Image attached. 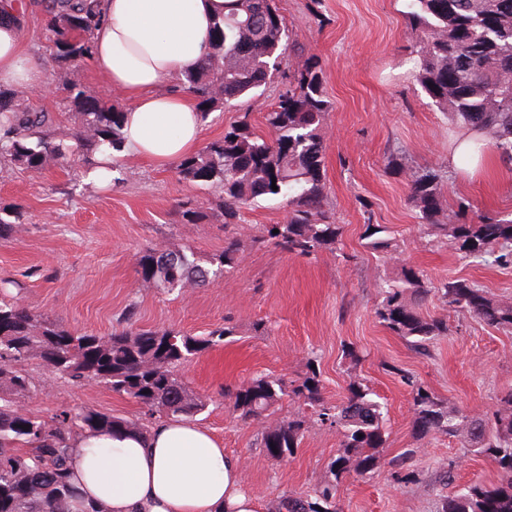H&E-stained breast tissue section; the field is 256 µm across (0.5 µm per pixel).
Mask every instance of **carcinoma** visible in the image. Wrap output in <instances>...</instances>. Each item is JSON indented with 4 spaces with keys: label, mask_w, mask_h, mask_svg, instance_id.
<instances>
[{
    "label": "carcinoma",
    "mask_w": 512,
    "mask_h": 512,
    "mask_svg": "<svg viewBox=\"0 0 512 512\" xmlns=\"http://www.w3.org/2000/svg\"><path fill=\"white\" fill-rule=\"evenodd\" d=\"M405 16L417 38L415 81L439 111L474 134L477 149L496 152L512 162V0H406ZM102 21L100 0H44L43 22L62 65L91 58V36ZM290 35L276 0H231L224 17L214 23L210 53L194 70L182 73L183 88L194 98L202 119L226 106L241 107L276 78L284 91L265 121L270 135L254 132L249 112L238 113L224 132L180 159L181 178L191 185L217 184L224 190V228L240 222L243 209L265 200L285 201L280 224L263 225L260 238L295 256L310 257L334 249L343 227L327 209L326 142L323 127L332 110L323 86L319 59L304 58L297 69L280 71L279 60ZM70 98L83 118L77 147L86 162L101 147L121 151L124 108L107 105L88 88L71 86ZM45 112L22 107L19 91L0 89V158L31 173L67 161L74 152L48 134ZM385 167L406 172L403 157H387ZM408 173V172H406ZM278 190H273L272 186ZM409 198L423 234L433 244H451L465 258L512 266V215L469 218L464 200L444 211L441 172L425 167L408 173ZM205 214L191 202L181 210V223L198 224ZM367 248L377 254L395 250L387 226L365 224ZM238 262L237 243L227 237L224 251L211 260L209 272L183 252L148 250L138 272L163 292L199 287L209 274L229 273ZM435 296L449 310L483 324L512 332V303L491 296L474 281L450 278L437 285L413 267L383 285L378 316L391 333L419 352L429 351L448 322L426 316L422 307ZM126 326L108 336L78 333L62 322L0 298V512H74L80 493L70 482L69 459L74 436L85 431L146 432L137 421L97 411H63L48 423L18 410V400L35 384L24 369L31 360L72 382L94 380L134 400L149 415L191 420L205 411L176 372L192 357L224 345L234 330L224 327L206 336H188L169 329ZM414 430L422 436L463 438V447L489 458L498 479L463 485L443 499L441 512H512V391L485 419L471 417L427 390L406 374ZM295 397L316 420L342 429L338 456L327 479L306 496L288 494L273 512H337L336 494L354 471L375 472L378 449L384 447L387 408L368 385L349 384L345 398L326 402L320 374L310 369L301 379L258 375L231 391L233 410L246 421L268 416L272 405ZM310 419L294 414L269 423L262 447L275 458L292 455Z\"/></svg>",
    "instance_id": "cac0c4a2"
}]
</instances>
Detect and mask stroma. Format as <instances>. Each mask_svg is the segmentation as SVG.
<instances>
[{"label": "stroma", "instance_id": "1", "mask_svg": "<svg viewBox=\"0 0 512 512\" xmlns=\"http://www.w3.org/2000/svg\"><path fill=\"white\" fill-rule=\"evenodd\" d=\"M23 49L42 65L48 91H26L30 111L52 118L51 134L75 144L81 120L67 85L91 89L103 102H123L91 62L61 72L56 49L44 33L41 0H24ZM295 44L281 60L297 68L302 55L317 56L324 91L333 109L326 138L327 206L343 226L340 249L296 257L271 243H257L262 225L283 222L279 200L244 210L236 230L239 261L228 276L205 288L162 293L142 280L138 259L149 249L183 251L207 265L224 249V194L217 186H192L175 164L157 167L123 157L110 187L87 183L86 163L71 157L39 176L0 161V209L18 216L12 238L0 241V296L63 322L70 330L107 335L133 314L144 329H170L204 336L229 324L235 334L224 346L178 368L188 388L206 401L195 418L242 464L243 489L272 506L280 497L310 491L328 474L341 435L336 427L312 424L288 458L267 455L260 445L262 420H240L224 398V388L260 374L302 377L309 360L321 371L328 403L340 402L348 384L363 380L386 403L387 442L380 466L367 476L348 475L337 494L338 512H440L449 489L442 479L454 468L457 483L497 479L495 464L463 448L457 438L420 437L402 374L412 375L449 406L483 417L512 390V333L456 314L438 300L423 312L447 320L448 333L421 354L378 320L379 285L412 266L437 283L458 277L477 282L495 297L512 301V268L478 263L452 247L427 242L408 200L403 175L386 169L389 155H403L413 168L443 169L447 189L442 205L468 199L474 216L512 212V166L486 152L476 173L449 169L457 129L434 107L413 79V39L404 15L405 0H277ZM318 7L325 22L310 21ZM195 199L202 223H182L179 206ZM389 227L396 250L370 252L365 222ZM266 325L256 334L254 323ZM353 347L347 356L345 347ZM35 387L22 411L53 421L62 410H95L158 423L128 397L93 381L60 379L38 361L26 366ZM413 450L409 471L392 458Z\"/></svg>", "mask_w": 512, "mask_h": 512}]
</instances>
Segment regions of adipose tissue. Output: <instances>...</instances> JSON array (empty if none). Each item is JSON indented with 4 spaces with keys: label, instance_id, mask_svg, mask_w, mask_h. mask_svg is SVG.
I'll return each instance as SVG.
<instances>
[{
    "label": "adipose tissue",
    "instance_id": "adipose-tissue-1",
    "mask_svg": "<svg viewBox=\"0 0 512 512\" xmlns=\"http://www.w3.org/2000/svg\"><path fill=\"white\" fill-rule=\"evenodd\" d=\"M225 0H102L93 66L129 101L121 151L103 147L86 179L111 184L117 155L158 166L193 153L203 127L195 102L166 83L208 55ZM44 88L22 34L0 18V85ZM70 471L103 512H263L240 489V463L199 425L169 419L145 434L88 432L72 442Z\"/></svg>",
    "mask_w": 512,
    "mask_h": 512
}]
</instances>
